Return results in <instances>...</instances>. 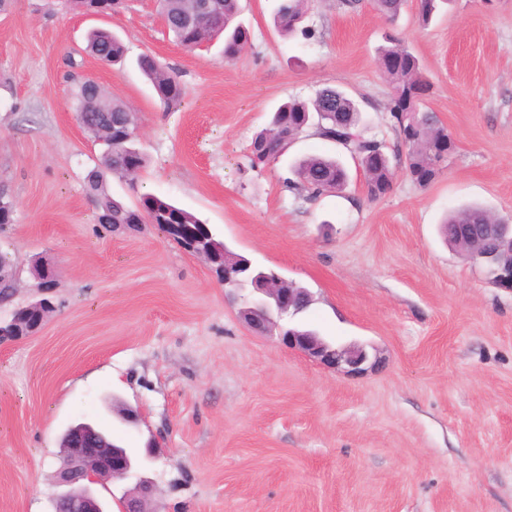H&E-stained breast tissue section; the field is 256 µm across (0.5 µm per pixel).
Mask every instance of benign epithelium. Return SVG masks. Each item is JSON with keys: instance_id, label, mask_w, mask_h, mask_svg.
<instances>
[{"instance_id": "obj_1", "label": "benign epithelium", "mask_w": 512, "mask_h": 512, "mask_svg": "<svg viewBox=\"0 0 512 512\" xmlns=\"http://www.w3.org/2000/svg\"><path fill=\"white\" fill-rule=\"evenodd\" d=\"M72 6L95 15L112 13V0H94L91 7L84 0H74ZM160 228L185 251L203 259L217 280L228 278L231 266H236L239 284L261 295L258 301L245 308L247 325L254 332L274 336L282 346L347 375H361L379 362L364 346L334 347L313 332L281 324V320L297 315L309 305V291L290 288L278 274L232 255L223 244L212 239L208 225L187 224L182 212L176 210L163 214ZM496 255L492 284L512 292V224L498 225ZM33 273L39 280L38 288L44 291L54 287L52 265L48 260H39ZM19 284L18 274L10 282L0 277V308L12 303ZM53 310L51 300L41 298L15 309L6 320L0 318V346L37 335ZM136 468L135 459L126 450L109 444L104 436L94 431L92 424L80 422L71 426L65 433L56 470V483L64 487V491L52 497L54 512H112L111 504L97 495L96 486L133 476L137 477L135 484L122 497L123 512H151L149 505L156 493L155 482L136 476Z\"/></svg>"}]
</instances>
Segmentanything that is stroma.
Listing matches in <instances>:
<instances>
[{
	"instance_id": "35a3bbf8",
	"label": "stroma",
	"mask_w": 512,
	"mask_h": 512,
	"mask_svg": "<svg viewBox=\"0 0 512 512\" xmlns=\"http://www.w3.org/2000/svg\"><path fill=\"white\" fill-rule=\"evenodd\" d=\"M241 5L251 43L230 63L223 40L175 42L153 0L106 16L64 0L0 11V189L15 205L0 248L23 270L17 302L43 295L32 258L55 271L41 332L0 347V512H50L60 437L77 422L127 448L162 432L156 512H512V292L438 233L467 205L512 220V0H452L427 26L419 0L392 22L367 2L312 0L310 40L281 35L270 0ZM95 28L122 40L124 63L86 53ZM386 32L419 58L427 105L455 141L440 176L422 188L396 170L369 200L349 152L311 132L252 167L271 110L325 85L392 138L376 60ZM143 54L179 76V110H162ZM84 78L133 107L147 160L136 186L110 179L111 196L195 213L233 252L309 289L302 324L379 366L350 376L309 361L252 331L242 301L158 227L97 223L84 178L102 147L75 117ZM308 154L341 157L347 188L314 202L288 190ZM111 398L138 409V429Z\"/></svg>"
}]
</instances>
